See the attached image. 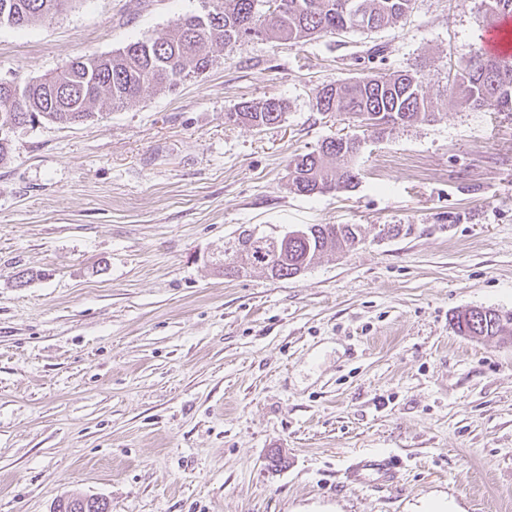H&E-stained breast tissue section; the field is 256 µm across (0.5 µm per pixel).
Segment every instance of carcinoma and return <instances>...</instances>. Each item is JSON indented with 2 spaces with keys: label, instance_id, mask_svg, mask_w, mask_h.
Instances as JSON below:
<instances>
[{
  "label": "carcinoma",
  "instance_id": "obj_1",
  "mask_svg": "<svg viewBox=\"0 0 512 512\" xmlns=\"http://www.w3.org/2000/svg\"><path fill=\"white\" fill-rule=\"evenodd\" d=\"M71 0H0V25L28 27L66 9ZM413 0H209L201 13L184 15L163 36L142 38L105 54L83 55L66 69L45 74L8 91L0 88V127L41 121L72 125L93 121L147 93L170 91L216 63L215 49L231 52L250 40L303 43L319 34L377 30L404 19ZM361 6L367 24L353 20ZM491 23L512 16V0H481ZM319 112L368 121L362 136L328 138L288 163V182L301 195L346 189L357 179L353 160L366 137L398 126L428 121L434 104L423 77L401 70L368 74L322 88ZM454 103L478 109L487 98L498 110L512 112V56L477 51L461 65L451 88ZM287 105L279 98L242 101L225 119L261 129L283 121ZM361 241L357 224H310L301 234H257L244 229L224 247V275L260 268L275 279L296 277L324 252H342ZM458 331L472 338L512 335V313L472 308L456 316ZM53 512H108L107 503L91 497L58 501Z\"/></svg>",
  "mask_w": 512,
  "mask_h": 512
}]
</instances>
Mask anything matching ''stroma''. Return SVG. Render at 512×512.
<instances>
[{
  "label": "stroma",
  "mask_w": 512,
  "mask_h": 512,
  "mask_svg": "<svg viewBox=\"0 0 512 512\" xmlns=\"http://www.w3.org/2000/svg\"><path fill=\"white\" fill-rule=\"evenodd\" d=\"M204 6L76 0L2 25L0 80L162 36ZM485 28L480 0H415L395 26L252 40L100 121L15 129L0 165V512L73 494L109 512H512V338L453 325L512 312V112L450 96ZM412 69L431 120L368 139L346 190L289 189L292 156L359 131L317 111L324 85ZM268 97L287 102L281 123L225 122ZM309 224H357L362 240L289 279L219 272L241 230ZM392 453L397 484H345L352 457ZM455 325L461 334L472 338L511 336L512 313L502 315L491 308H472L458 314Z\"/></svg>",
  "instance_id": "1"
}]
</instances>
